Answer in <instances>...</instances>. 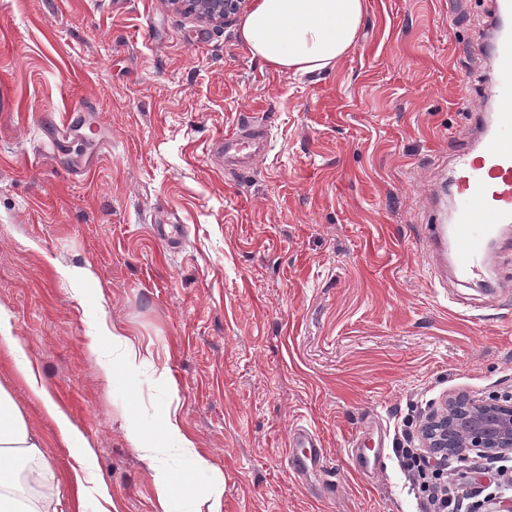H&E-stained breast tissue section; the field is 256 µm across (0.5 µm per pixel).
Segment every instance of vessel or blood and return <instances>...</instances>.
Here are the masks:
<instances>
[{
	"mask_svg": "<svg viewBox=\"0 0 512 512\" xmlns=\"http://www.w3.org/2000/svg\"><path fill=\"white\" fill-rule=\"evenodd\" d=\"M502 29L492 44L496 66L495 129L479 145L455 156L457 195L453 225L432 224L427 243L433 257H451V269L461 279L481 274L488 245L503 226L512 223V0H503ZM81 109H70L61 123L49 124L45 138L58 150L59 129L90 127ZM225 160L253 167L270 146V133L261 124H241L218 140ZM287 455L288 469L299 476L322 467L325 451L320 436L308 426H298Z\"/></svg>",
	"mask_w": 512,
	"mask_h": 512,
	"instance_id": "vessel-or-blood-1",
	"label": "vessel or blood"
}]
</instances>
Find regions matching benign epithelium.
Masks as SVG:
<instances>
[{
	"label": "benign epithelium",
	"instance_id": "benign-epithelium-1",
	"mask_svg": "<svg viewBox=\"0 0 512 512\" xmlns=\"http://www.w3.org/2000/svg\"><path fill=\"white\" fill-rule=\"evenodd\" d=\"M248 0H171L207 22L225 23L244 11ZM427 448L474 451L481 457L512 454V399H480L460 393L443 402L422 426Z\"/></svg>",
	"mask_w": 512,
	"mask_h": 512
}]
</instances>
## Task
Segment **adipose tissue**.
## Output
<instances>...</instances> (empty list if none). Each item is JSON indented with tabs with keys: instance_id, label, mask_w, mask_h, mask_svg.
Segmentation results:
<instances>
[{
	"instance_id": "adipose-tissue-1",
	"label": "adipose tissue",
	"mask_w": 512,
	"mask_h": 512,
	"mask_svg": "<svg viewBox=\"0 0 512 512\" xmlns=\"http://www.w3.org/2000/svg\"><path fill=\"white\" fill-rule=\"evenodd\" d=\"M365 10L366 0H254L241 22V45L251 58L277 71L296 75L325 70L356 48ZM0 345L13 356L19 374L28 381L60 435L75 449L85 471H92V449L40 386L22 345L11 336L9 322L1 314ZM116 348L121 351L127 371H138L143 363L140 352L125 336L107 323H100L91 349L104 378L112 376V351ZM127 440L154 472L159 512H173L178 500L193 496L201 473L209 476L205 491L209 512H223L224 478L211 471L183 432L178 406L168 405L157 436H147L138 424L132 423ZM174 450L192 460V469L171 470L166 458ZM43 459L40 438L29 428L11 395L0 388V512H50L51 502L31 490L32 485L46 484L51 477Z\"/></svg>"
}]
</instances>
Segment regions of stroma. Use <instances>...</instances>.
Segmentation results:
<instances>
[{"label": "stroma", "instance_id": "1", "mask_svg": "<svg viewBox=\"0 0 512 512\" xmlns=\"http://www.w3.org/2000/svg\"><path fill=\"white\" fill-rule=\"evenodd\" d=\"M494 3L368 0L357 49L300 77L248 56L239 23L170 0H0V308L93 448L108 512H155L126 430L156 431L173 402L224 475V512H424L397 449L419 445L446 396L512 394V252L493 251L486 285L440 288L427 250L456 205L450 157L471 126L458 105L491 99L477 42ZM74 107L104 141L52 153L45 128ZM247 120L269 149L222 171L215 140ZM172 218L176 248L156 231ZM102 321L146 356L138 372L103 378ZM0 386L43 437L49 498L97 512L3 348ZM299 423L326 451L304 482L286 463ZM380 431L376 469L354 470L350 441L368 453ZM506 478L467 466L452 484L471 498Z\"/></svg>", "mask_w": 512, "mask_h": 512}]
</instances>
